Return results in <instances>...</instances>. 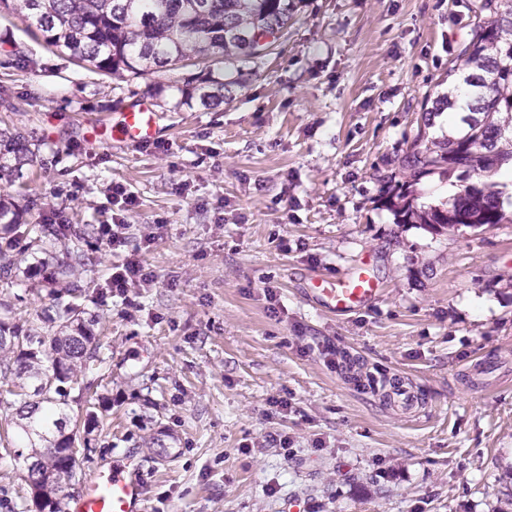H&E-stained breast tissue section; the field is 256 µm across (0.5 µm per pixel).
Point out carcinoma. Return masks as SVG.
Instances as JSON below:
<instances>
[{
	"instance_id": "carcinoma-1",
	"label": "carcinoma",
	"mask_w": 512,
	"mask_h": 512,
	"mask_svg": "<svg viewBox=\"0 0 512 512\" xmlns=\"http://www.w3.org/2000/svg\"><path fill=\"white\" fill-rule=\"evenodd\" d=\"M292 0H0V6L36 22L44 42L112 78H145L186 61L211 60L225 65L220 73L207 67L187 79L191 90L176 105L193 102L208 107L224 98L235 82L237 63L260 58L272 39L288 24ZM474 31L460 52L459 68L448 75L472 87V98L461 104L450 92L424 109L431 115L446 110L460 115L461 129L444 141L417 134L406 156L415 181L440 170L461 183L443 207L416 210L399 186L395 213L398 223L464 224L469 228L512 224L503 197L512 180H499L502 167L512 165V0ZM36 150L22 135L0 132V176H9L34 161ZM22 233L28 249L19 250L12 236ZM88 229L10 223L0 236V287H13V274L29 273L28 251L40 250L50 236L68 240L65 260L51 274L59 288L50 292L52 304L27 326L13 321V307L0 302V396L14 397L18 428L27 438L28 460L38 469L23 480L35 493L39 512H67L70 483L83 481L81 450L89 447L80 425L109 421V409L86 410L84 422L67 428L65 407L71 392L89 394L87 373L106 370L97 320L87 317L79 300L95 290L82 277L83 242Z\"/></svg>"
}]
</instances>
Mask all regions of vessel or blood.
I'll list each match as a JSON object with an SVG mask.
<instances>
[{"label":"vessel or blood","mask_w":512,"mask_h":512,"mask_svg":"<svg viewBox=\"0 0 512 512\" xmlns=\"http://www.w3.org/2000/svg\"><path fill=\"white\" fill-rule=\"evenodd\" d=\"M90 141L113 139L150 143L161 132L157 113L149 107L123 113L119 122L104 128L102 122L88 119ZM310 293L322 308L333 314L357 312L379 299L383 290L367 266L334 277H314ZM141 462L128 456L109 468L89 476L73 504V512H143L145 490L138 472Z\"/></svg>","instance_id":"b4317fda"}]
</instances>
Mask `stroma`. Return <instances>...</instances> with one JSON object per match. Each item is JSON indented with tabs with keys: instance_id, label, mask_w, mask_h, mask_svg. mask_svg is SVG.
<instances>
[{
	"instance_id": "stroma-1",
	"label": "stroma",
	"mask_w": 512,
	"mask_h": 512,
	"mask_svg": "<svg viewBox=\"0 0 512 512\" xmlns=\"http://www.w3.org/2000/svg\"><path fill=\"white\" fill-rule=\"evenodd\" d=\"M493 16L486 0H298L223 102L189 110L173 106L186 69L112 79L0 11V129L40 144L0 197L23 224L58 209L125 225V248H85L112 423L90 429L84 475L141 458L144 512H512V224H400L387 202L426 101ZM144 102L157 140L89 142L85 119ZM115 183L132 210L113 212ZM133 248L153 280L113 296ZM365 261L384 288L367 308L306 296ZM6 296L20 323L51 303L23 275ZM21 467L0 450V512L20 510Z\"/></svg>"
}]
</instances>
